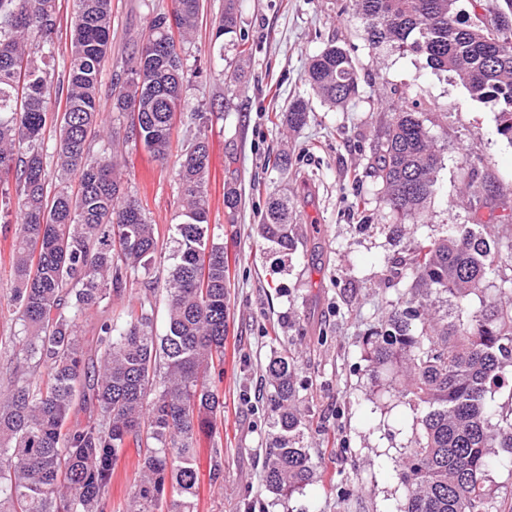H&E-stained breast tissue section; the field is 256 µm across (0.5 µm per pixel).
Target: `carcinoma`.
Segmentation results:
<instances>
[{
  "label": "carcinoma",
  "instance_id": "obj_1",
  "mask_svg": "<svg viewBox=\"0 0 512 512\" xmlns=\"http://www.w3.org/2000/svg\"><path fill=\"white\" fill-rule=\"evenodd\" d=\"M68 61L56 77V0H0V227L11 233L7 306L21 326L0 338L13 346L0 391V512H104L112 467L126 444L138 448L132 494L123 512H193L198 488L195 444L213 437L224 409L210 372L224 365V245L208 219L210 152L205 116L174 162L182 194L174 264L164 281L168 329L153 328L149 279L159 233L139 198L124 189L123 165L93 142L112 144L102 118L99 80L110 51L112 0H73ZM354 0L369 46L425 56L454 74L470 100L496 101L497 133L512 144V0L485 12L470 0ZM200 0H172L134 45L119 91L116 118L132 116L131 134L166 163L172 130L194 71L184 58ZM237 0H225L214 41L237 31ZM304 80L320 102L340 107L359 95L355 62L343 46L312 56ZM313 111L297 98L281 123L294 131ZM56 126L48 169L44 130ZM441 166L418 105L388 113L371 176L390 212L421 214L436 195ZM294 206L269 199L259 224L269 253L298 250ZM512 267V237H491L457 224L421 239L390 261L405 291L388 302L380 328L362 337L366 374L413 413L411 438L397 467L406 488L400 512H501L487 486L498 449L512 454V411L488 394L512 380V287L487 294L488 275ZM144 277L139 308L98 325V346L85 356L81 322L105 300L121 298ZM479 307H470L471 296ZM303 350L283 344L265 365L273 439L265 449L263 485L289 499L308 484L315 463L306 444L297 371ZM46 378H38L40 369ZM89 413L69 424L73 410Z\"/></svg>",
  "mask_w": 512,
  "mask_h": 512
}]
</instances>
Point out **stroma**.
I'll use <instances>...</instances> for the list:
<instances>
[{
  "label": "stroma",
  "instance_id": "stroma-1",
  "mask_svg": "<svg viewBox=\"0 0 512 512\" xmlns=\"http://www.w3.org/2000/svg\"><path fill=\"white\" fill-rule=\"evenodd\" d=\"M199 30L188 49L197 72L173 135V151L192 138L191 113L207 118L210 145L209 222L228 259L221 477H210V438L199 436V488L195 512H396L405 489L396 465L411 434L412 416L396 399L376 403L368 392L362 336L379 328L387 301L398 290L388 281L387 260L408 254L419 239L453 224H491L512 236V144L496 131L493 103L470 101L452 74L437 73L423 56L372 49L352 0H239L241 28L251 61L237 85L226 71L238 57L236 35L215 43L214 21L224 0H201ZM171 0H112V43L101 75L100 110L112 111V89L134 43L152 16ZM345 46L360 77V96L346 108L315 105L308 123L290 132L276 116L298 97H311L303 80L308 59L329 42ZM420 102V118L441 153L438 193L409 233L391 238L392 219L380 184L370 175L373 149L387 112L400 102ZM114 137L126 159L125 184L141 198L159 232L161 252L152 276L165 280L176 248L179 185L172 164L155 160L125 138ZM293 155V173L280 177L267 159ZM485 182L486 201H461L470 178ZM234 184L241 204L224 207ZM289 190L304 243L287 270L270 277L273 262L257 225L268 197ZM309 351L299 377L311 381V448L314 478L291 499L263 486L270 440L263 367L276 337Z\"/></svg>",
  "mask_w": 512,
  "mask_h": 512
}]
</instances>
